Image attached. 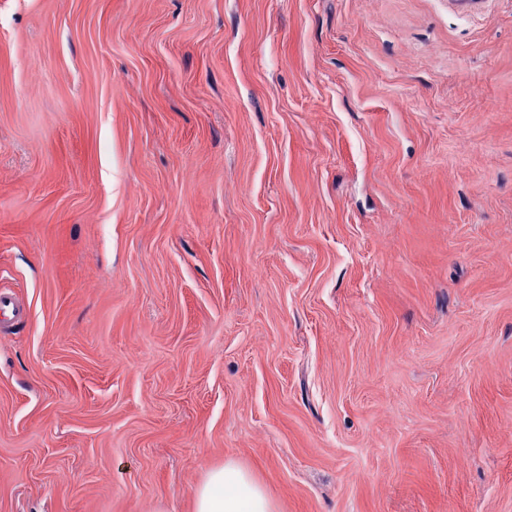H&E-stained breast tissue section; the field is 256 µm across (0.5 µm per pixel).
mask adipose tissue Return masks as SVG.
I'll return each instance as SVG.
<instances>
[{
	"instance_id": "1",
	"label": "adipose tissue",
	"mask_w": 512,
	"mask_h": 512,
	"mask_svg": "<svg viewBox=\"0 0 512 512\" xmlns=\"http://www.w3.org/2000/svg\"><path fill=\"white\" fill-rule=\"evenodd\" d=\"M194 512H275L263 486L234 460L209 470L195 491Z\"/></svg>"
}]
</instances>
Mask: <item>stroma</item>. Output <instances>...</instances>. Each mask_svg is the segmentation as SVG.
<instances>
[{"label": "stroma", "mask_w": 512, "mask_h": 512, "mask_svg": "<svg viewBox=\"0 0 512 512\" xmlns=\"http://www.w3.org/2000/svg\"><path fill=\"white\" fill-rule=\"evenodd\" d=\"M0 512H512V0H0ZM194 512H275L263 486L235 460L209 470L195 491Z\"/></svg>", "instance_id": "35a3bbf8"}]
</instances>
